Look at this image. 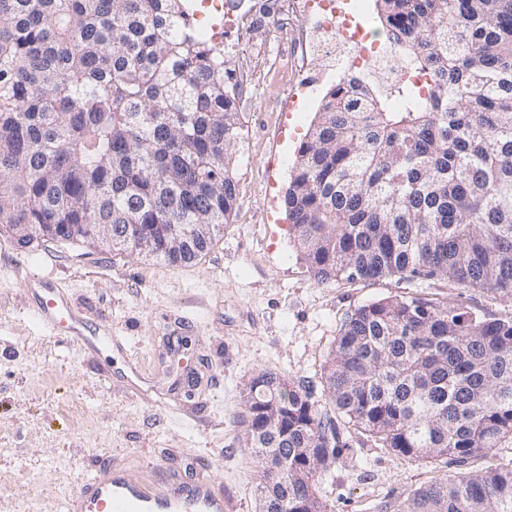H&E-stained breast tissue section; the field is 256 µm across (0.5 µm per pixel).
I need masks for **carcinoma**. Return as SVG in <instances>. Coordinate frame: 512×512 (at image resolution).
Returning a JSON list of instances; mask_svg holds the SVG:
<instances>
[{
  "label": "carcinoma",
  "instance_id": "obj_1",
  "mask_svg": "<svg viewBox=\"0 0 512 512\" xmlns=\"http://www.w3.org/2000/svg\"><path fill=\"white\" fill-rule=\"evenodd\" d=\"M404 70L344 73L294 160L284 208L318 283L448 281L512 301V0H376ZM183 0H0V224L201 258L236 201L239 87ZM112 225V240L96 235ZM325 391L374 447L460 463L512 446V318L419 297L350 312ZM271 371L242 391L244 447H336L333 419ZM288 397L267 422L263 399ZM268 512L317 484L262 472ZM393 512H512V458L400 496Z\"/></svg>",
  "mask_w": 512,
  "mask_h": 512
}]
</instances>
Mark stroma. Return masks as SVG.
I'll list each match as a JSON object with an SVG mask.
<instances>
[{"label":"stroma","instance_id":"35a3bbf8","mask_svg":"<svg viewBox=\"0 0 512 512\" xmlns=\"http://www.w3.org/2000/svg\"><path fill=\"white\" fill-rule=\"evenodd\" d=\"M251 23L229 38L230 77L248 76L239 104L233 212L207 254L171 264L81 242L20 247L0 232V512H66L80 478L110 459L152 469L169 454L209 464L233 512H253L260 476L244 446L242 391L259 371L304 384L329 408L321 370L345 317L394 296L423 297L511 318L512 302L436 278L316 282L295 244L283 196L322 91L302 112L288 86L318 76L325 59L294 49L269 21L278 0H227ZM41 274L60 284L88 326L123 347L92 351L43 333L21 286ZM346 443L318 474L332 512H385L384 503L450 475L494 468L511 448L463 463L404 457L337 421Z\"/></svg>","mask_w":512,"mask_h":512}]
</instances>
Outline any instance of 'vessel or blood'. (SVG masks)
<instances>
[{"label":"vessel or blood","instance_id":"obj_1","mask_svg":"<svg viewBox=\"0 0 512 512\" xmlns=\"http://www.w3.org/2000/svg\"><path fill=\"white\" fill-rule=\"evenodd\" d=\"M23 288L40 323L51 336H83L79 313L53 281L28 277ZM165 479H157L127 467L104 462L81 478L68 503V512H228L221 481L201 474L192 481L179 479L178 458L162 465Z\"/></svg>","mask_w":512,"mask_h":512}]
</instances>
